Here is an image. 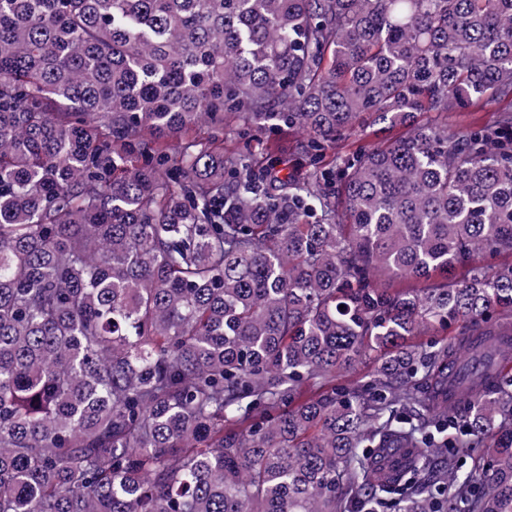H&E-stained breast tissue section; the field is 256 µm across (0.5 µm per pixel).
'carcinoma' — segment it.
Instances as JSON below:
<instances>
[{
    "label": "carcinoma",
    "mask_w": 512,
    "mask_h": 512,
    "mask_svg": "<svg viewBox=\"0 0 512 512\" xmlns=\"http://www.w3.org/2000/svg\"><path fill=\"white\" fill-rule=\"evenodd\" d=\"M484 99L512 0H0V512H512ZM377 123V124H376ZM384 124H378V122H374V118H370L367 122V131L370 132V136L367 139H360V130L355 129L346 133L347 140L344 143V148L342 151L350 152L360 144L365 145H387L391 138L395 136L397 131L388 132V130L381 129L384 127Z\"/></svg>",
    "instance_id": "obj_1"
}]
</instances>
